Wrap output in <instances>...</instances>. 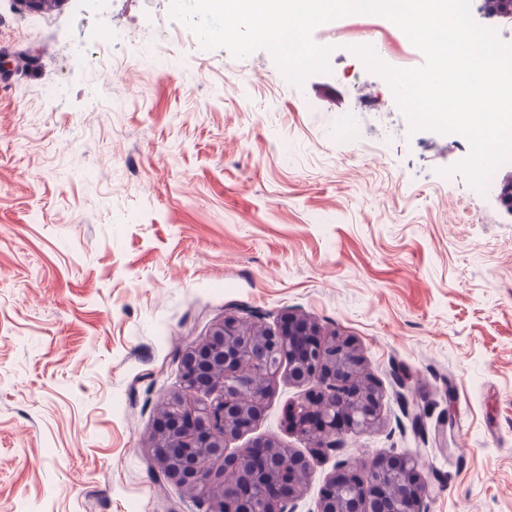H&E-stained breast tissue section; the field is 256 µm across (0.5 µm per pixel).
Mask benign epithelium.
Returning <instances> with one entry per match:
<instances>
[{
    "label": "benign epithelium",
    "mask_w": 512,
    "mask_h": 512,
    "mask_svg": "<svg viewBox=\"0 0 512 512\" xmlns=\"http://www.w3.org/2000/svg\"><path fill=\"white\" fill-rule=\"evenodd\" d=\"M315 393L293 407V426L312 453L335 451L345 433L367 432L382 419L384 390L354 341L291 312L271 327L228 314L182 354L181 392L158 421L151 448L165 475L188 490L215 488L212 512H291L310 460L268 439L229 450L251 429L281 373ZM422 459L382 456L364 468L338 464L317 512H423Z\"/></svg>",
    "instance_id": "obj_1"
}]
</instances>
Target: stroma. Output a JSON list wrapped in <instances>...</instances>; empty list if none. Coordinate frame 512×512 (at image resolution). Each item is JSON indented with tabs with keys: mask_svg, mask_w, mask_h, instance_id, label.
<instances>
[{
	"mask_svg": "<svg viewBox=\"0 0 512 512\" xmlns=\"http://www.w3.org/2000/svg\"><path fill=\"white\" fill-rule=\"evenodd\" d=\"M171 7L0 0V512H207L150 451L180 357L225 313L287 311L351 337L385 392L380 426L312 460L296 512L339 461L385 455L425 461V512H512V217L354 49L423 54L350 14L314 29L329 70L297 87L268 50L198 46ZM116 25L129 43L99 48ZM159 40L176 71L86 64ZM304 393L279 377L237 447L308 453Z\"/></svg>",
	"mask_w": 512,
	"mask_h": 512,
	"instance_id": "1",
	"label": "stroma"
}]
</instances>
